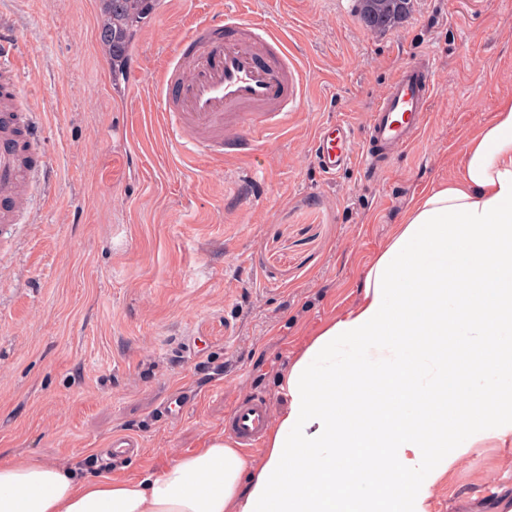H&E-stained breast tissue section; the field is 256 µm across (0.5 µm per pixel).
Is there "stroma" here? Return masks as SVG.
I'll list each match as a JSON object with an SVG mask.
<instances>
[{"instance_id": "obj_1", "label": "stroma", "mask_w": 512, "mask_h": 512, "mask_svg": "<svg viewBox=\"0 0 512 512\" xmlns=\"http://www.w3.org/2000/svg\"><path fill=\"white\" fill-rule=\"evenodd\" d=\"M225 0H161L113 85L97 0H0L38 112L50 189L0 227V456L88 476L157 472L223 433L239 399L286 405L279 381L325 321L358 301L368 264L414 198L457 177L466 140L512 96V0H414L367 30L355 0H247L304 69L288 122L247 157L179 161L157 87L181 37ZM435 58L425 127L385 171L324 179L318 129L363 135L390 79ZM140 451L103 466L113 434ZM512 440L440 478L429 512H487Z\"/></svg>"}]
</instances>
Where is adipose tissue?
Masks as SVG:
<instances>
[{"label": "adipose tissue", "mask_w": 512, "mask_h": 512, "mask_svg": "<svg viewBox=\"0 0 512 512\" xmlns=\"http://www.w3.org/2000/svg\"><path fill=\"white\" fill-rule=\"evenodd\" d=\"M359 288L283 375L261 467L221 435L133 480L11 458L0 512H428L460 458L512 437V97L467 140L460 176L413 200ZM470 345L488 367L461 378L450 365ZM374 374L394 383L392 411L351 429V408L374 397L343 385ZM476 390L485 411L466 431H409L465 410ZM387 469L401 486L375 482Z\"/></svg>", "instance_id": "1"}]
</instances>
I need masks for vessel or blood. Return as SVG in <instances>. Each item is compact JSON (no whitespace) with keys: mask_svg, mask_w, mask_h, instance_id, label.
<instances>
[{"mask_svg":"<svg viewBox=\"0 0 512 512\" xmlns=\"http://www.w3.org/2000/svg\"><path fill=\"white\" fill-rule=\"evenodd\" d=\"M16 43L0 27V74L8 78V97L0 102V221L11 222L30 195L31 175L22 141H38L43 129L30 118L17 136L12 103L21 90L11 58ZM433 57L415 53L389 82L371 112L361 150H354L348 123L319 128L315 152L326 175L347 168L353 158L375 171L407 150L420 134L432 97ZM165 121L194 154L221 156L252 151L258 136L281 127L304 94L303 74L277 29L259 19H244L239 10L218 9L181 38L176 56L160 77ZM268 423V405L255 397L234 403L224 430L242 450L257 449ZM138 437L116 434L111 457L121 462L140 447Z\"/></svg>","mask_w":512,"mask_h":512,"instance_id":"1","label":"vessel or blood"}]
</instances>
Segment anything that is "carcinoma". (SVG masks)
Returning a JSON list of instances; mask_svg holds the SVG:
<instances>
[{
  "label": "carcinoma",
  "mask_w": 512,
  "mask_h": 512,
  "mask_svg": "<svg viewBox=\"0 0 512 512\" xmlns=\"http://www.w3.org/2000/svg\"><path fill=\"white\" fill-rule=\"evenodd\" d=\"M392 9L379 16L376 28L393 27L411 0H383ZM159 5V0H99L100 46L109 59L112 83L126 75L131 51L139 31Z\"/></svg>",
  "instance_id": "obj_1"
}]
</instances>
